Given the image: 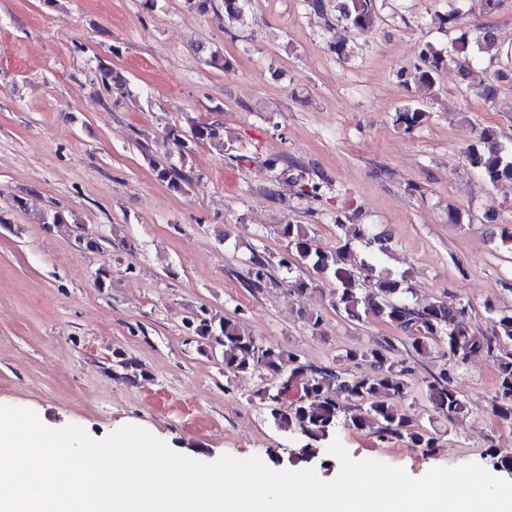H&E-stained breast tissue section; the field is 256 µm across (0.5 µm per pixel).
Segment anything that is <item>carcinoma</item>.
Returning a JSON list of instances; mask_svg holds the SVG:
<instances>
[{
    "label": "carcinoma",
    "mask_w": 512,
    "mask_h": 512,
    "mask_svg": "<svg viewBox=\"0 0 512 512\" xmlns=\"http://www.w3.org/2000/svg\"><path fill=\"white\" fill-rule=\"evenodd\" d=\"M340 20L359 33L371 31L377 20L374 0H342ZM492 27H478L475 41L464 32L455 38L451 51L468 59L472 46L484 51L493 48L496 40ZM204 62L218 70L229 66L219 50L200 49ZM422 68L420 83L431 88L444 69L447 59L442 52L427 45L420 53ZM102 82L118 90L125 89L123 75L110 67H100ZM464 77L472 79L476 94L486 100L497 95L503 82L500 70L490 74H476L464 69ZM426 111L408 107L397 113L395 122L406 132L420 126ZM190 137H181L176 131L167 136L181 150L191 138L224 146L222 125L218 121H196L189 129ZM503 135L492 127L479 131L478 142L483 148L472 147L466 152L470 164L479 169L491 184L512 181V149L502 142ZM157 177L176 190H182L186 178L173 166H157ZM279 234L285 249L279 266L288 275L295 268L306 267L313 272L307 280H298L293 286L303 291L318 288L325 278L330 286L336 311L351 320L362 321L368 317L379 318L395 327L407 340L413 351L423 355L438 348L448 362L457 366L473 354L485 352L496 357L498 375L492 414L499 420L512 424V314H502L493 320L491 335L478 336L471 330L467 306L446 297L424 307L413 305L407 298L410 289L403 281L388 273L376 270L371 260L388 250V238L356 230L334 251L316 247L304 224L290 222L280 225ZM269 277L268 264L263 256L253 255L250 260L248 281L259 288ZM194 333L203 343L222 347L224 369L233 373L259 372L264 375V386L257 396L269 411L273 425L288 432H297L304 444L294 450L292 457L312 465H325L323 445L341 426L369 430L382 441L406 439L415 448L431 454L439 447L440 438L433 432L414 427L409 416L400 412L395 400L407 394L405 360L395 355L397 347L385 339L362 349H350L345 357L355 363L368 362L374 372L367 378L350 377L342 369L315 367L302 363L297 356L277 344L265 345L246 334L236 320L212 314L205 317L195 314L188 319ZM301 384V401L290 405L275 402L281 386ZM425 397L431 410L452 422L464 412L465 402L455 389L448 369L425 382Z\"/></svg>",
    "instance_id": "1"
}]
</instances>
